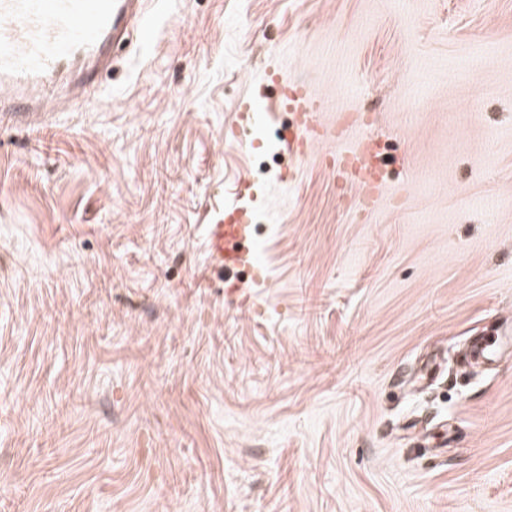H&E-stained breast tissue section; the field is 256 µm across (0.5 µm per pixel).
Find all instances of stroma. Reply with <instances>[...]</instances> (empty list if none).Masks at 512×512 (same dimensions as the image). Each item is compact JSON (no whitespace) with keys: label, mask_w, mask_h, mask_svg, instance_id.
<instances>
[{"label":"stroma","mask_w":512,"mask_h":512,"mask_svg":"<svg viewBox=\"0 0 512 512\" xmlns=\"http://www.w3.org/2000/svg\"><path fill=\"white\" fill-rule=\"evenodd\" d=\"M145 10L0 122V512H512V346L464 356L512 313V0ZM273 68L406 156L370 212L329 144L226 141ZM240 179L244 305L203 249Z\"/></svg>","instance_id":"obj_1"}]
</instances>
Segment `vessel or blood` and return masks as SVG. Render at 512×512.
<instances>
[{"label":"vessel or blood","instance_id":"1","mask_svg":"<svg viewBox=\"0 0 512 512\" xmlns=\"http://www.w3.org/2000/svg\"><path fill=\"white\" fill-rule=\"evenodd\" d=\"M147 22L142 0H0V114L16 120L62 88L87 89L109 65L112 47L126 40L132 25L143 28ZM293 90L283 105L304 116L288 139L302 163L311 143L336 138L337 133L319 120L322 98L300 84ZM330 156L337 180L369 184L371 154L365 146L342 144ZM254 209L253 195L242 188L205 225L211 265L229 269L253 256L247 245L249 227L241 219Z\"/></svg>","mask_w":512,"mask_h":512}]
</instances>
